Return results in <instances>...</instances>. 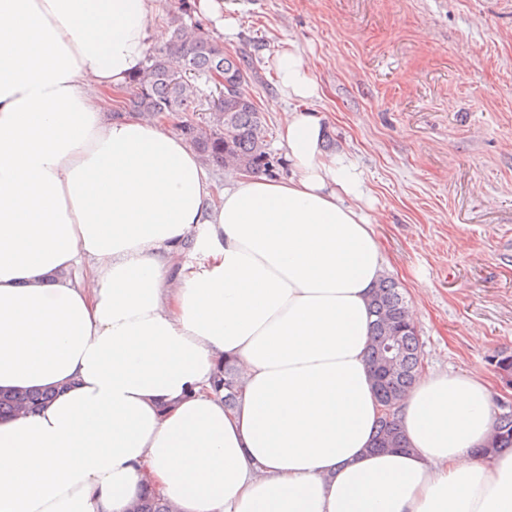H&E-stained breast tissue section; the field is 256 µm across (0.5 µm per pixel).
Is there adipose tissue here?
<instances>
[{"instance_id":"adipose-tissue-1","label":"adipose tissue","mask_w":512,"mask_h":512,"mask_svg":"<svg viewBox=\"0 0 512 512\" xmlns=\"http://www.w3.org/2000/svg\"><path fill=\"white\" fill-rule=\"evenodd\" d=\"M152 16L0 0V388L56 391L0 419V512H129L148 488L174 512H512V451L475 459L493 422L477 379L420 377L406 447H372L384 258L358 172L305 108L307 61L274 64L298 103L293 177L219 191L166 117L115 113L167 38ZM222 388H224V404L227 408H233L237 402L241 384L238 371L235 367L226 364L224 366V378L220 379Z\"/></svg>"}]
</instances>
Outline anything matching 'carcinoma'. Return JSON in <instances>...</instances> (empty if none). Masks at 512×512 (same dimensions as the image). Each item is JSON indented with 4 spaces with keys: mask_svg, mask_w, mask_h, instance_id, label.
<instances>
[{
    "mask_svg": "<svg viewBox=\"0 0 512 512\" xmlns=\"http://www.w3.org/2000/svg\"><path fill=\"white\" fill-rule=\"evenodd\" d=\"M187 16H191V5L188 0H182L178 12L170 16L173 28L171 42L150 51L143 71L130 81L126 111L145 116H174L189 112L195 108L200 94L195 80L203 78L216 86L240 71L250 72L249 62L226 52L219 40L205 32L196 33L189 29L185 22ZM184 134L191 146L209 162L252 172L272 171L273 160L267 151L261 113L243 88L224 95L223 104L209 107V118L205 124H189L184 127ZM371 308L375 319L371 327L369 360L375 395L382 406L372 448H404L406 441L396 412L399 401L422 374L419 340L415 325L409 320L408 301L392 279H380L371 298ZM389 336L398 337L400 355L399 367L392 376L382 371L381 350ZM490 364L502 380L512 385L511 353H497ZM220 383L224 388L225 407H234L241 391L237 369L225 365L224 378ZM52 396L49 389L2 392L0 416L11 414L21 404L37 409ZM503 448H512V412L496 416L492 440L487 448L479 451V455L489 458ZM131 512L171 510L159 497L148 492Z\"/></svg>",
    "mask_w": 512,
    "mask_h": 512,
    "instance_id": "cac0c4a2",
    "label": "carcinoma"
}]
</instances>
